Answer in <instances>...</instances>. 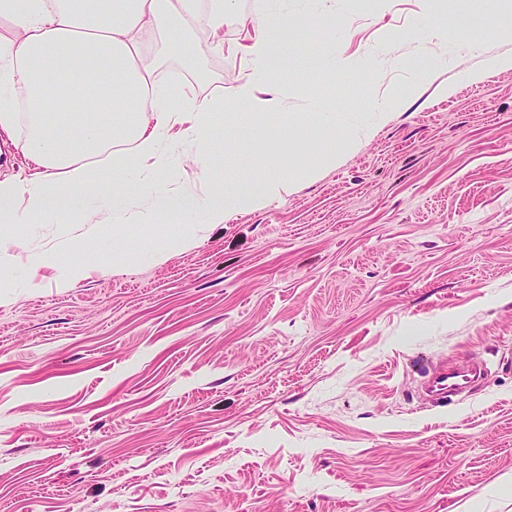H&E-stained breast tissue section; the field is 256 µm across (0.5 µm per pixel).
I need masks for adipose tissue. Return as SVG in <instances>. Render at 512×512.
Segmentation results:
<instances>
[{"instance_id":"obj_1","label":"adipose tissue","mask_w":512,"mask_h":512,"mask_svg":"<svg viewBox=\"0 0 512 512\" xmlns=\"http://www.w3.org/2000/svg\"><path fill=\"white\" fill-rule=\"evenodd\" d=\"M231 10L232 0H0V25L9 29L0 35V131L12 133L19 113H26L20 149L36 165L28 176L0 181V255L18 244L27 225L60 212L84 225L86 237L95 236L99 220L91 200L101 195L124 223L180 222L179 233L163 248L150 249V259L159 263L168 252L192 244L204 229L222 224L230 212L257 209L288 193L286 175L295 164L312 177L335 162L332 154L311 156L307 134L261 126L251 131L261 148L288 146L276 164L235 195L226 194L223 183L211 182L219 159L214 115L223 109V99L200 101L169 91L156 82L144 55L169 27L205 28L213 49L223 50ZM237 22L253 28L245 47L252 67L232 96L249 112L280 111L287 93L271 88V76L287 66L297 31L284 13L272 14L266 25H251L244 15ZM53 86L68 91L67 115L47 105ZM184 140L197 147L192 163L209 183L207 193L184 194L171 186L176 145ZM108 150L114 153L112 179L102 185L92 161ZM133 175L149 203L130 215L125 195ZM188 213L195 215L194 223H183ZM59 255L55 245L34 254L26 267L27 287H39L46 269L54 270L60 288L84 277L83 261L65 268Z\"/></svg>"}]
</instances>
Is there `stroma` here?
Returning <instances> with one entry per match:
<instances>
[{"label": "stroma", "instance_id": "1", "mask_svg": "<svg viewBox=\"0 0 512 512\" xmlns=\"http://www.w3.org/2000/svg\"><path fill=\"white\" fill-rule=\"evenodd\" d=\"M288 13L304 62L275 71L279 112L233 102L250 64L206 35L147 53L158 83L223 96L240 135L215 179L252 178L257 125L370 137L319 142L335 163L160 263L113 255L98 200L97 267L70 288L24 272L82 226L32 225L0 259V512H512V68L468 76L512 57V0ZM474 359L453 404L423 396L429 365Z\"/></svg>", "mask_w": 512, "mask_h": 512}]
</instances>
